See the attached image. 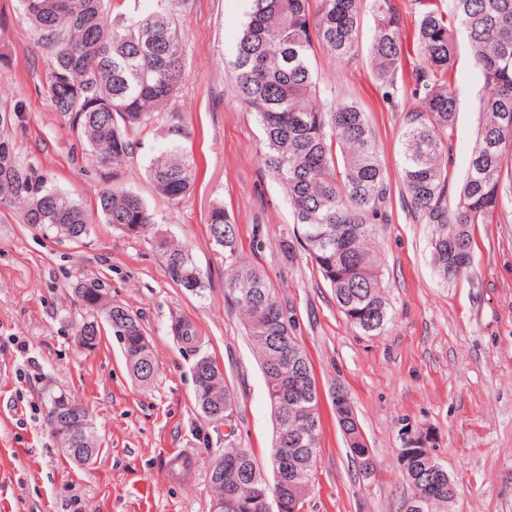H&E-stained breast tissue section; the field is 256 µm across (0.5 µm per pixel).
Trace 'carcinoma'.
Segmentation results:
<instances>
[{"label":"carcinoma","instance_id":"1","mask_svg":"<svg viewBox=\"0 0 512 512\" xmlns=\"http://www.w3.org/2000/svg\"><path fill=\"white\" fill-rule=\"evenodd\" d=\"M38 43L50 54L48 95L57 112L81 137L101 168L104 182H117L132 155L133 135L156 115L168 112L162 128L166 148L149 165L158 194L178 204L194 184V160L183 141L187 131L174 111L186 81L183 33L178 15L187 0H146L150 6L112 25L105 16L112 0H17ZM250 10L232 55L224 59L238 101L253 112L263 133V165L283 186L293 224L324 282L333 290L347 322L376 336L390 320L380 264L370 243L386 223L390 183L365 113L348 102L321 96L313 79L316 49L341 60L360 50L362 0H250ZM374 36L369 56L385 95L398 92L406 61L403 12L398 0H370ZM413 84L410 95L421 107L405 117L401 182L423 224L435 226L432 257L448 281L467 275L474 265L472 228L503 217L512 204V0H452L443 11L438 0H414ZM480 75L482 90L474 108L479 121L465 174L450 171L452 137L459 112L455 73L459 43ZM18 107L0 106V204L21 208L24 222L59 237L78 240L90 234L92 220L51 177L33 165L19 164L8 132ZM99 217L127 236H151L172 279L185 291L201 295L205 282L189 249L154 230L159 223L136 193L107 187L99 195ZM207 224L212 241L224 250L228 288L243 315V326L265 376L274 424L271 455L290 447L292 436L312 421L320 423L319 401L287 389L290 350L275 349L272 337L293 334L268 277L240 255L234 221L224 205L213 204ZM74 293L84 310L77 333L83 349L101 341L96 324H112L126 366L136 382L149 386L156 366L149 337L127 308L112 303L105 284L94 278L77 282ZM194 398L204 417L219 426L230 421L238 398L220 365L197 356ZM70 411L47 419L63 453L79 465L100 452L85 408L64 394L48 398L47 407ZM339 426L351 453L368 469L372 458L350 404L336 407ZM84 448L83 456L75 449ZM224 479L211 484L212 501L221 512H269L274 494L304 508L315 480L306 472L283 487L270 484L247 448L224 444ZM411 494L402 512L417 500H446L457 494L445 469L420 471L406 480Z\"/></svg>","mask_w":512,"mask_h":512}]
</instances>
